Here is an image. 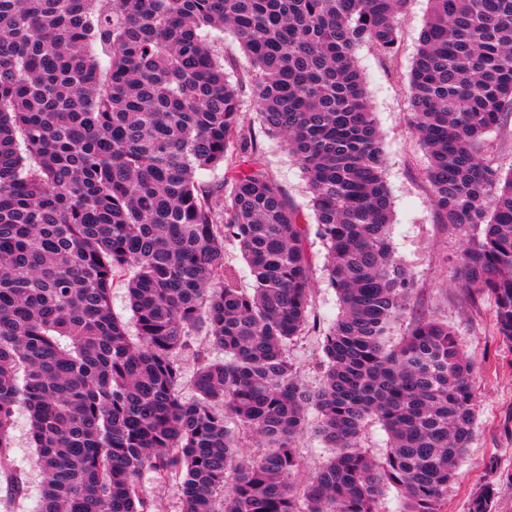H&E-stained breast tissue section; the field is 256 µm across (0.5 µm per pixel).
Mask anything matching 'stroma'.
<instances>
[{
  "label": "stroma",
  "instance_id": "1",
  "mask_svg": "<svg viewBox=\"0 0 512 512\" xmlns=\"http://www.w3.org/2000/svg\"><path fill=\"white\" fill-rule=\"evenodd\" d=\"M428 13V0H409L399 23L400 53L385 59L372 46L359 45L356 61L365 79L377 128L386 153L385 179L393 205L391 241L395 256L413 276L407 310L392 329L404 336L411 322L433 318L447 322L457 333L466 355L477 367V429L459 477L448 492L446 512H468L471 497L496 476L494 512H512V345L498 336L493 300L462 284L459 257L464 238L440 223L424 171L428 159L413 129L408 74ZM242 121L261 147V163L283 194L308 208L304 174L282 138L267 134L252 102L242 107ZM312 306L323 323L333 322L339 301L325 270L326 250L318 236H310ZM322 338L309 332L294 339L288 355L300 381L317 387L322 379L319 360ZM28 412L14 414L11 456L29 475L28 491L17 512H36L41 477L34 467Z\"/></svg>",
  "mask_w": 512,
  "mask_h": 512
}]
</instances>
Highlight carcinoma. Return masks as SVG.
I'll return each instance as SVG.
<instances>
[{"label":"carcinoma","mask_w":512,"mask_h":512,"mask_svg":"<svg viewBox=\"0 0 512 512\" xmlns=\"http://www.w3.org/2000/svg\"><path fill=\"white\" fill-rule=\"evenodd\" d=\"M407 0H0V482L25 492L13 417L30 415L39 512H445L477 427L475 364L434 319L397 344L412 290L393 255L385 151L356 47L400 51ZM408 74L439 220L466 232L464 285L491 296L512 345V171L485 135L512 116V0H429ZM232 35L268 133L308 182L313 216L259 163L209 37ZM224 169L206 186L201 170ZM340 313L312 314L310 223ZM238 243L252 287L224 264ZM127 277L136 335L112 314ZM322 335V383L288 345ZM196 351V396H178ZM388 445L361 447L369 421ZM326 463L303 477L310 426ZM266 448L254 459L241 439ZM495 482L468 512H493ZM146 495L155 504L154 512H181V492L179 485L169 483L159 485L155 483L149 473L141 479Z\"/></svg>","instance_id":"carcinoma-1"}]
</instances>
